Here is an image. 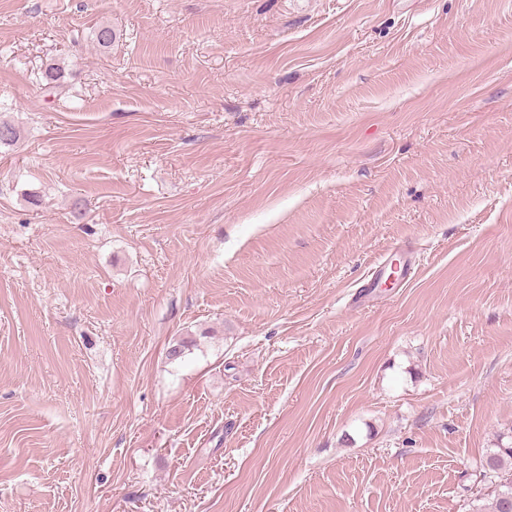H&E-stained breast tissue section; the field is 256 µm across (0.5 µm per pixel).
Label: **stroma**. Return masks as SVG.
I'll list each match as a JSON object with an SVG mask.
<instances>
[{"label": "stroma", "mask_w": 512, "mask_h": 512, "mask_svg": "<svg viewBox=\"0 0 512 512\" xmlns=\"http://www.w3.org/2000/svg\"><path fill=\"white\" fill-rule=\"evenodd\" d=\"M1 120L0 512H471L512 0H0Z\"/></svg>", "instance_id": "1"}]
</instances>
